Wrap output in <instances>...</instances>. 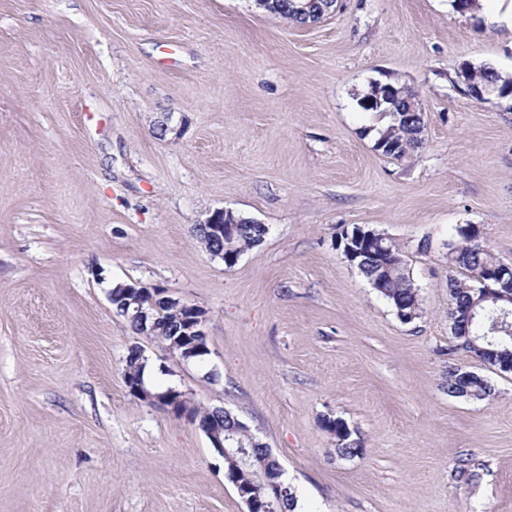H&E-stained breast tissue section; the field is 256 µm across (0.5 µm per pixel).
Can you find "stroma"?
Returning <instances> with one entry per match:
<instances>
[{"label": "stroma", "mask_w": 512, "mask_h": 512, "mask_svg": "<svg viewBox=\"0 0 512 512\" xmlns=\"http://www.w3.org/2000/svg\"><path fill=\"white\" fill-rule=\"evenodd\" d=\"M490 11L337 0L302 27L254 0H0V512H246L197 424L129 392L135 347L157 388L246 422L301 512H512V372L484 401L442 387L482 370L451 346L453 229L512 260V110L453 84L512 78ZM375 81L424 114L399 160L360 106ZM221 209L268 228L230 267L193 231ZM355 225L403 246L421 318L337 248ZM129 280L205 311L203 360L115 313ZM471 67L465 65L459 70L456 85L461 89V93L464 96L476 99L486 100L495 96L498 99H505L508 95L512 94V89L508 92L499 90L496 85H486L491 83H497L499 85H511L510 81H504L499 72L489 65H482L475 68L476 80L484 85H474L470 80Z\"/></svg>", "instance_id": "stroma-1"}]
</instances>
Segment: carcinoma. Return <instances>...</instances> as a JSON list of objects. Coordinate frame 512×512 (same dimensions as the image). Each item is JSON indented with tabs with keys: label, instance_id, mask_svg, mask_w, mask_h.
<instances>
[{
	"label": "carcinoma",
	"instance_id": "obj_1",
	"mask_svg": "<svg viewBox=\"0 0 512 512\" xmlns=\"http://www.w3.org/2000/svg\"><path fill=\"white\" fill-rule=\"evenodd\" d=\"M271 14L301 24L305 22L295 10L292 0H272ZM476 80L482 84L497 83L505 86L507 82L502 79L499 72L489 66L482 65L475 69ZM388 125L378 131L377 141L393 144L395 149L385 153V156L400 160L419 149L423 145V130L425 127L424 113L420 111L416 94L408 89L395 103V111L385 114ZM268 233L263 224H239L232 236L224 237V256L239 258L244 252L258 245ZM375 239L390 246L392 256L382 255L376 249H368L361 253L354 261V266L367 279L368 282H379L376 292L382 297L399 317L413 316L421 318L423 314L420 288L415 283L408 265L396 261L404 256L405 250L393 238L380 230H372ZM498 257L488 245H480L463 232V228L456 227L452 233V242L449 244L448 263L461 270L460 275L448 276V295L451 307L456 309L453 323L458 325V331L452 333L453 345L469 346L471 352L481 361L493 366L512 360V316L506 325L499 326V331H493V324L500 316V309L491 300L479 304V299L473 289L474 280L499 265ZM160 325L163 327H177L181 322L179 311L172 306L163 307L156 312ZM145 367L144 358L130 352L125 364V374L136 378H143ZM467 370L461 367H448L444 376V387L448 392L455 389H465L469 392V399L483 401L494 395L491 382L476 372L465 382L461 376ZM238 446L253 449L251 463L262 461L259 448L262 443L245 429L238 430L235 435ZM252 468L246 473L234 470L229 460H224L225 478L240 483L241 487L249 489L261 499L269 496L267 489L253 486L250 480Z\"/></svg>",
	"mask_w": 512,
	"mask_h": 512
}]
</instances>
